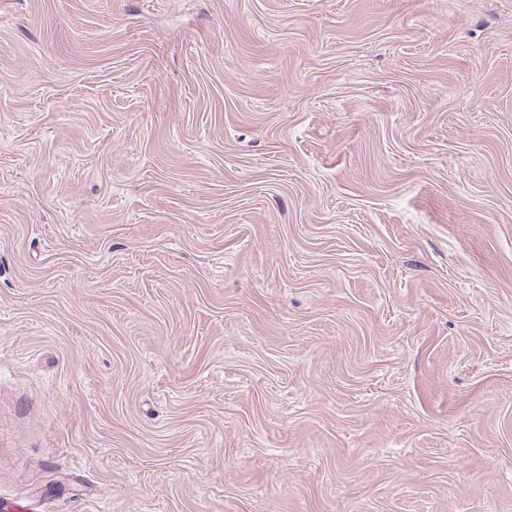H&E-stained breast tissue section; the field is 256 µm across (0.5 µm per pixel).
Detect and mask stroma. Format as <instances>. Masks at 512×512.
I'll use <instances>...</instances> for the list:
<instances>
[{"mask_svg":"<svg viewBox=\"0 0 512 512\" xmlns=\"http://www.w3.org/2000/svg\"><path fill=\"white\" fill-rule=\"evenodd\" d=\"M0 502L512 512V0H0Z\"/></svg>","mask_w":512,"mask_h":512,"instance_id":"35a3bbf8","label":"stroma"}]
</instances>
